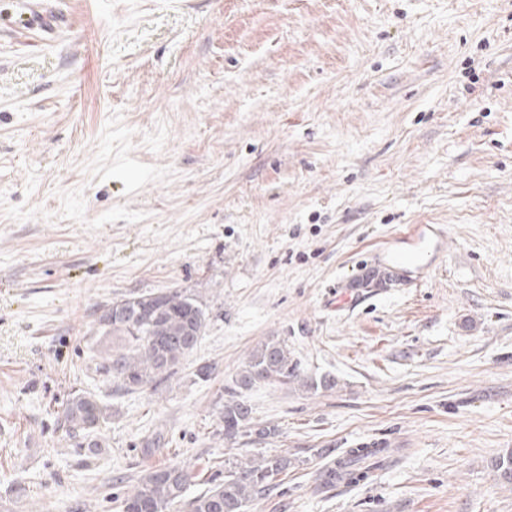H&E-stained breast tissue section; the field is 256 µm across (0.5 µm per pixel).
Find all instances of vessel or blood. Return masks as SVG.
<instances>
[{
	"label": "vessel or blood",
	"mask_w": 512,
	"mask_h": 512,
	"mask_svg": "<svg viewBox=\"0 0 512 512\" xmlns=\"http://www.w3.org/2000/svg\"><path fill=\"white\" fill-rule=\"evenodd\" d=\"M447 231L440 224H409L374 249L371 261L381 281L420 285L445 253Z\"/></svg>",
	"instance_id": "1"
}]
</instances>
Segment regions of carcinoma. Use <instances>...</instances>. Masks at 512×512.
<instances>
[{
  "mask_svg": "<svg viewBox=\"0 0 512 512\" xmlns=\"http://www.w3.org/2000/svg\"><path fill=\"white\" fill-rule=\"evenodd\" d=\"M150 314L107 316L100 310L96 332L112 337L111 345L100 351L102 369L120 382L119 388L132 392L151 383L171 378L181 360L192 353L203 336L206 316L201 305L181 290L145 293L130 297ZM298 378L297 362L287 344L270 339L253 349L236 373L224 400L220 423L227 441L254 433L261 438L274 434L270 428L251 423V408L243 393L261 384L286 383ZM110 410L97 395L76 391L63 410V426L77 439L108 419ZM386 459V449L352 448L332 460L319 474L320 484H357L370 478L374 466ZM292 461L285 454L249 460L224 459V480L189 497L190 476L176 465L146 470L136 485L121 499L122 512H247L249 504L275 487L278 476L288 472Z\"/></svg>",
  "mask_w": 512,
  "mask_h": 512,
  "instance_id": "cac0c4a2",
  "label": "carcinoma"
}]
</instances>
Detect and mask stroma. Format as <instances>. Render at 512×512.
Instances as JSON below:
<instances>
[{"mask_svg":"<svg viewBox=\"0 0 512 512\" xmlns=\"http://www.w3.org/2000/svg\"><path fill=\"white\" fill-rule=\"evenodd\" d=\"M31 2L0 0V512H120L167 464L200 493L271 338L300 379L247 393L278 434L236 455L292 465L250 512H512V0H41L47 33ZM407 224L445 225L444 257L365 283ZM169 289L204 335L118 390L100 308ZM79 389L112 407L82 446ZM371 440L367 482L320 487Z\"/></svg>","mask_w":512,"mask_h":512,"instance_id":"obj_1","label":"stroma"}]
</instances>
